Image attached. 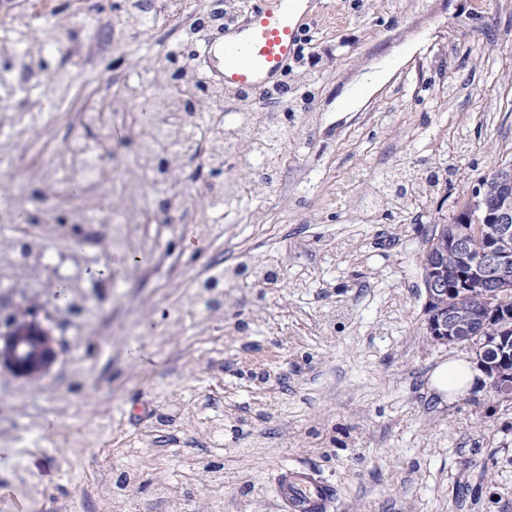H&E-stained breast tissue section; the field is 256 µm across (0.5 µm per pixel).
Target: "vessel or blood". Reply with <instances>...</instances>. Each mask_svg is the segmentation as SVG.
Returning <instances> with one entry per match:
<instances>
[{
  "label": "vessel or blood",
  "instance_id": "b4317fda",
  "mask_svg": "<svg viewBox=\"0 0 512 512\" xmlns=\"http://www.w3.org/2000/svg\"><path fill=\"white\" fill-rule=\"evenodd\" d=\"M314 0H253L247 16L206 38L200 53L228 90L276 88L299 51ZM278 497L283 512H330L333 487L310 471L285 469Z\"/></svg>",
  "mask_w": 512,
  "mask_h": 512
}]
</instances>
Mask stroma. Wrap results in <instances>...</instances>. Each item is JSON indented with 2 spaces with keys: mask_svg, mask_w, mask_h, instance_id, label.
Masks as SVG:
<instances>
[{
  "mask_svg": "<svg viewBox=\"0 0 512 512\" xmlns=\"http://www.w3.org/2000/svg\"><path fill=\"white\" fill-rule=\"evenodd\" d=\"M222 8L189 0L179 20L146 28L126 23L129 0H0V77L34 87L0 89V184H41L76 134L116 150L106 176L57 185L51 214L31 207L0 226L59 255L31 282L0 279V313L41 308L61 344L51 390L0 370V512H166L161 488L184 512H281L286 466L319 473L333 512H512V402L485 385L452 403L429 388L464 348L429 337L422 266L431 219H452L512 160V13L498 0H316L287 93L257 100L293 111L303 138L284 155L281 191L221 224L202 225L203 195L138 234L99 223L113 178L136 168L133 133L81 127V112L154 75L167 43L196 49L197 18ZM406 71L412 85L393 99ZM402 160L457 174L389 216L348 209ZM78 212L89 223L73 224ZM244 260L277 261V287L239 281L212 311L194 281ZM175 404L181 418L158 427ZM217 412L220 445L205 431ZM215 458L220 485L201 477ZM129 469L148 488L128 503L115 478Z\"/></svg>",
  "mask_w": 512,
  "mask_h": 512,
  "instance_id": "35a3bbf8",
  "label": "stroma"
}]
</instances>
